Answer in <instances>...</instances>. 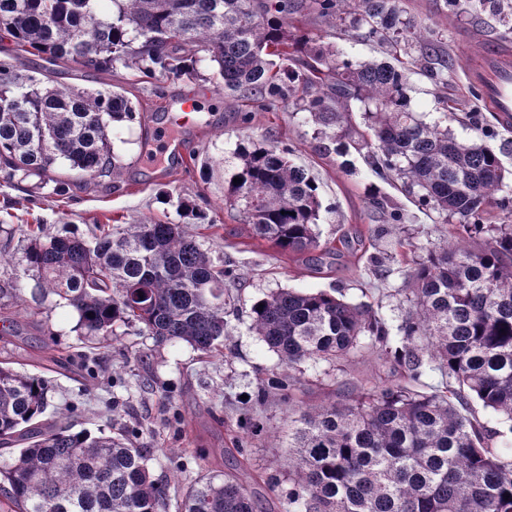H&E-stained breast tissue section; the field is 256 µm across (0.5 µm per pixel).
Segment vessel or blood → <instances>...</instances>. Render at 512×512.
Masks as SVG:
<instances>
[{
  "mask_svg": "<svg viewBox=\"0 0 512 512\" xmlns=\"http://www.w3.org/2000/svg\"><path fill=\"white\" fill-rule=\"evenodd\" d=\"M468 81L501 125H512V52L488 46Z\"/></svg>",
  "mask_w": 512,
  "mask_h": 512,
  "instance_id": "1",
  "label": "vessel or blood"
}]
</instances>
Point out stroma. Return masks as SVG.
<instances>
[{"label": "stroma", "instance_id": "obj_1", "mask_svg": "<svg viewBox=\"0 0 512 512\" xmlns=\"http://www.w3.org/2000/svg\"><path fill=\"white\" fill-rule=\"evenodd\" d=\"M303 4L298 25L318 43L337 48L343 59L355 64L382 59L375 43L324 22L313 10L312 0ZM401 5L407 18L440 41L451 64L448 98L456 105V118L449 128L454 137L469 140L477 126L490 129L487 145L512 170V128L498 124L468 85L471 61L487 46L512 49V9L475 2L456 10L446 0H402ZM53 80L87 90H118L136 104L137 120L113 126L110 133L120 168L113 175L89 179L59 163L57 171L68 186L58 195L49 185L26 192L0 176V225L43 224L52 234L67 231L84 237L96 224L144 220L182 224L186 218L179 202L195 203L214 226L203 240L205 248L236 271L234 283L227 287L234 314L224 353L217 357L183 342L159 346L137 329L117 327L113 339L97 343L98 373L93 376L76 356L81 347L76 313L57 305L54 298H43L36 277L21 264L2 265L0 285L16 289L18 295L0 297V319L14 323L13 333L0 335V361L16 362L19 368L50 380L55 402L75 405L71 421L76 428L95 432L141 424L143 441L151 450L149 468L175 488L186 490L203 473L232 476L252 492L264 512H275L288 491V406L273 396L254 412L247 402L259 379L280 369L277 354L250 327L252 305L281 288L339 292L398 325L408 309L401 289L410 265L399 256L395 239L409 237L423 253L442 244L444 225L401 184L376 176L364 151L350 145V136L366 129L362 112H352L347 135L329 141L318 134L309 113L296 106L260 111L242 94L225 91L223 79L206 61L197 63L193 77L162 82L121 63L109 72L65 63ZM190 91L200 94L197 108L202 119L180 130L177 151L186 155V162L150 165L148 148L154 130L174 102ZM408 97L410 109L425 122L439 118L436 86L420 66L409 73ZM269 138L292 148V160L318 187L322 209L317 231L322 248L314 255L283 253L256 238L246 214L225 200L240 146ZM374 196L389 200L401 213L395 235H369V226L386 221L384 213L369 205ZM374 255L383 259L384 275L370 273ZM114 374L126 381L115 394L100 383L101 377ZM295 378L299 406L344 400L363 389L404 381L402 372L366 343L354 358L338 365L302 364ZM114 396L120 400L115 419L99 416L103 401ZM250 414L262 422L263 430L241 435L239 421ZM239 435L246 444L242 455L235 450Z\"/></svg>", "mask_w": 512, "mask_h": 512}]
</instances>
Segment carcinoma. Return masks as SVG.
I'll return each instance as SVG.
<instances>
[{
  "label": "carcinoma",
  "mask_w": 512,
  "mask_h": 512,
  "mask_svg": "<svg viewBox=\"0 0 512 512\" xmlns=\"http://www.w3.org/2000/svg\"><path fill=\"white\" fill-rule=\"evenodd\" d=\"M0 0V32L14 43L0 61V172L19 183L36 178L56 191L60 161L103 174L112 125L136 118L119 91L49 84L23 63L35 53L54 65L93 71L115 62L150 78L194 75L198 54L224 89L264 106L303 102L324 130L364 113L363 140L373 172L399 181L433 210L453 218L445 242L413 261L406 301L412 310L393 327L371 307L327 292L282 288L253 304L251 327L277 353L283 370L258 382L252 407L271 391L294 401L293 371L309 361H340L366 337L407 383L368 389L348 401L307 408L288 443V512H512V455L500 432L487 430L469 399L498 414L512 431V182L485 133L459 141L454 116L438 96L441 118L426 123L409 108L408 65L420 63L448 87V63L426 30L404 16L400 0H313L320 17L346 31L364 30L389 53L419 48L393 64H358L316 44L294 24L299 0ZM439 68H434L433 64ZM276 142H249L238 153L228 200L248 215L254 235L282 252L319 247L321 202L308 173ZM502 193L506 224L484 223ZM21 262L43 297L73 308L84 344L120 325H137L155 343L181 341L204 355L223 353L224 291L235 270L213 258L192 224H97L88 237L50 235L20 224ZM424 343L429 360L418 353ZM448 384L415 389L426 371ZM47 378L0 361V445L19 446L0 468V512H166L168 484L153 477L140 425L108 434L42 421ZM238 480L203 475L186 491L181 512H259Z\"/></svg>",
  "instance_id": "1"
}]
</instances>
